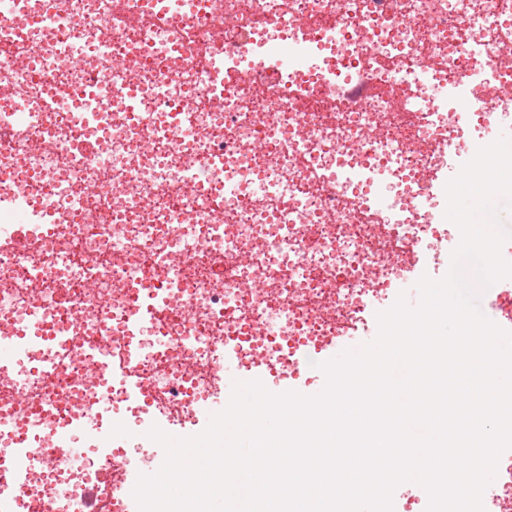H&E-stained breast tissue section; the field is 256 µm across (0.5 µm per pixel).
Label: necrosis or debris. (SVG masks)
Instances as JSON below:
<instances>
[{"label": "necrosis or debris", "instance_id": "obj_1", "mask_svg": "<svg viewBox=\"0 0 512 512\" xmlns=\"http://www.w3.org/2000/svg\"><path fill=\"white\" fill-rule=\"evenodd\" d=\"M12 4L0 337L42 339L0 370V460L39 449L17 512H120L131 449L73 469L48 434L81 442L106 391L128 422L146 389L191 425L225 358L294 369L457 249L430 176L477 155L457 109L512 120V0Z\"/></svg>", "mask_w": 512, "mask_h": 512}]
</instances>
